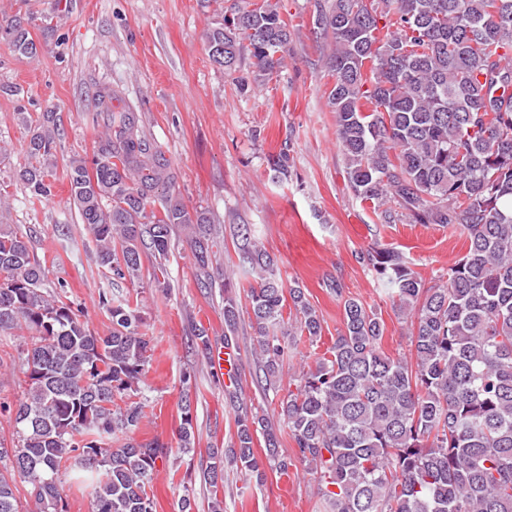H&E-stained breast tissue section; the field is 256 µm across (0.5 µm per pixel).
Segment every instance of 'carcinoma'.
Masks as SVG:
<instances>
[{
    "label": "carcinoma",
    "instance_id": "1",
    "mask_svg": "<svg viewBox=\"0 0 512 512\" xmlns=\"http://www.w3.org/2000/svg\"><path fill=\"white\" fill-rule=\"evenodd\" d=\"M316 18L330 39L335 114L347 180L382 209L384 223L441 224L466 234V253L446 277L425 282L387 244L360 260L402 313L412 317L410 356L381 350L377 311L343 297V325L331 346L280 400L295 444L281 453L276 432L241 402L225 449L209 451L204 481L211 512H223L224 462L258 483L298 460L318 476L330 512H512V0H327ZM0 28L24 53L37 52L27 22L0 10ZM291 32L274 0L233 4L206 36L209 58L227 72L249 53L260 86L279 75ZM112 90L95 98L111 113L92 159L66 167L70 197L96 243V262L115 281L139 276L142 259L163 260L175 228L189 232L195 281L213 285L211 218L183 200L161 153L146 143L133 112H113ZM28 163L17 179L31 196L52 194L59 128L44 112L29 129ZM288 149L270 165L288 177ZM398 205L396 212L390 204ZM160 209H153L154 205ZM259 371L282 369L287 345L316 344L322 322L300 286L285 285L248 224L233 226ZM29 240L0 213V336L20 333L26 385L11 407V443L0 440V512H26L14 493L30 484L37 512H66L59 476L88 482L92 512H155L147 486L168 449L131 441L144 416L139 381L149 340L125 299L102 298L112 328L98 336L80 312L43 291ZM291 301V322L283 308ZM240 304L224 284V326L234 333ZM179 448L195 447L191 403H181ZM263 438L265 458L255 455Z\"/></svg>",
    "mask_w": 512,
    "mask_h": 512
}]
</instances>
